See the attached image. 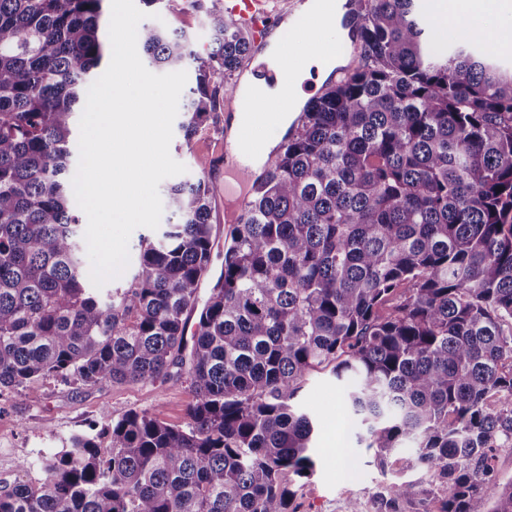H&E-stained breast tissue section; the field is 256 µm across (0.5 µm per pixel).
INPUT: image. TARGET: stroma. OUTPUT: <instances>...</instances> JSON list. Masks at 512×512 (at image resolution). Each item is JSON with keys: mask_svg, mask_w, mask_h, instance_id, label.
I'll use <instances>...</instances> for the list:
<instances>
[{"mask_svg": "<svg viewBox=\"0 0 512 512\" xmlns=\"http://www.w3.org/2000/svg\"><path fill=\"white\" fill-rule=\"evenodd\" d=\"M163 28H182L193 48L205 52L211 36L200 12L186 0H162L152 8ZM238 98L232 107L217 104L207 123L191 141L174 130L170 154L186 167L182 180L205 176L220 187L225 170L218 163L224 149V125L232 110L249 107ZM192 395L184 380L165 384L102 382L76 387L53 379H37L15 393L0 392V486L23 480L37 483L44 477L38 461L59 453L77 432L98 430L109 420L137 410L161 411L165 421L185 424ZM300 404L316 420L314 475L298 488L294 512H346L349 500L362 502L372 512L376 494L391 482L419 478L420 470L381 467L375 453L358 443L348 419L344 386L329 373H312L301 393Z\"/></svg>", "mask_w": 512, "mask_h": 512, "instance_id": "stroma-1", "label": "stroma"}]
</instances>
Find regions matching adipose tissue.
Segmentation results:
<instances>
[{
	"mask_svg": "<svg viewBox=\"0 0 512 512\" xmlns=\"http://www.w3.org/2000/svg\"><path fill=\"white\" fill-rule=\"evenodd\" d=\"M434 17L440 31H452L465 36L480 30L486 35L490 47L512 38V0H434ZM336 66V56L326 49L312 52L297 70L292 71L287 83H266L245 77L242 81L246 99L261 101L279 98L284 90L295 93L296 100H304L302 83L310 74L326 80Z\"/></svg>",
	"mask_w": 512,
	"mask_h": 512,
	"instance_id": "ef3b65f1",
	"label": "adipose tissue"
}]
</instances>
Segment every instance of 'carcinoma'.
<instances>
[{
  "instance_id": "obj_1",
  "label": "carcinoma",
  "mask_w": 512,
  "mask_h": 512,
  "mask_svg": "<svg viewBox=\"0 0 512 512\" xmlns=\"http://www.w3.org/2000/svg\"><path fill=\"white\" fill-rule=\"evenodd\" d=\"M103 2L0 0V390L164 382L186 351L193 400L183 425L130 411L73 435L43 482L0 488V512H293L315 468L299 397L326 369L381 464L416 444L425 479L375 512H512V480L486 482L512 448V67L480 34L433 46L418 0H366L361 62L301 108L204 303L202 177L167 190L177 223L128 286L91 288L72 143ZM190 5L206 53L183 29L138 31L151 66L194 65L187 143L249 50L222 0Z\"/></svg>"
}]
</instances>
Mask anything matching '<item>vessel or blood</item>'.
Wrapping results in <instances>:
<instances>
[{
  "label": "vessel or blood",
  "mask_w": 512,
  "mask_h": 512,
  "mask_svg": "<svg viewBox=\"0 0 512 512\" xmlns=\"http://www.w3.org/2000/svg\"><path fill=\"white\" fill-rule=\"evenodd\" d=\"M299 6V0H281L276 6L271 0H226L225 14L243 24L250 34V50L244 62L248 72L284 82L289 72L303 63L311 48L305 31L318 32L323 25L319 18L300 14ZM286 18L291 24L287 26V37L282 40L280 66L274 71L267 67L266 51L271 37L278 33ZM290 105V99L284 96L272 104L269 111L240 112L236 134L224 138V163L235 168L241 181H253V160L264 151L263 136L277 128L279 112Z\"/></svg>",
  "instance_id": "obj_1"
}]
</instances>
